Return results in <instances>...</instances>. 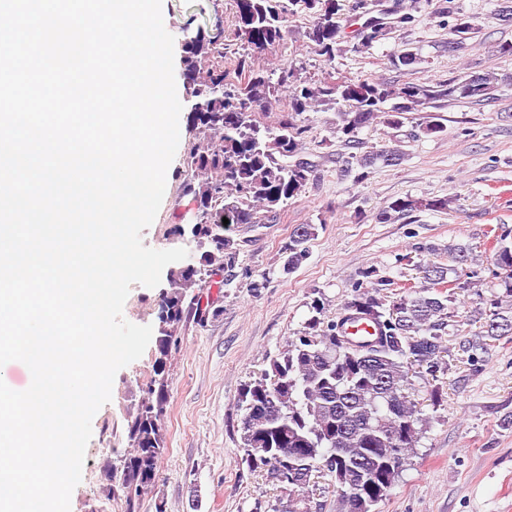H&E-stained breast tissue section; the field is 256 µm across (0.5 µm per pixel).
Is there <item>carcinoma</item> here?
Listing matches in <instances>:
<instances>
[{"instance_id": "obj_1", "label": "carcinoma", "mask_w": 512, "mask_h": 512, "mask_svg": "<svg viewBox=\"0 0 512 512\" xmlns=\"http://www.w3.org/2000/svg\"><path fill=\"white\" fill-rule=\"evenodd\" d=\"M236 35L243 53L234 73L224 66L200 67L198 57L213 54L221 35L203 32L185 36L183 64L190 74L189 119L203 134V143L187 154L185 163L192 178L185 193L192 196L195 223L177 228L179 236L190 234L197 244L192 261L170 271L169 290L160 299V336L156 338L153 370L147 397L135 415L127 420L131 452L112 469L113 495L120 490L126 512H134L135 500L158 476L157 463L164 453L161 420L167 401L165 359L178 341L183 313L204 322L226 285L224 270L232 267L239 251L236 233L245 225L261 224L280 213L297 197L308 180L310 164L296 158L307 128L288 118L275 125L254 119L257 107L280 94L290 100L291 111L300 114L307 105L336 103V128L348 138L382 117L389 125L399 124L405 112H421L441 97L485 99L497 88L500 78L493 72L463 75L448 80L444 89L433 90L415 84L401 86L350 79L338 71L308 85L289 84L290 74L277 81L254 66V58L275 48L284 39L285 22L299 13L314 21L307 32L324 59L332 63L344 51L345 39L340 0H234ZM453 18L448 51L457 52L473 38L474 25L465 15L448 11ZM381 23L371 20L355 34L353 51L361 52L383 35ZM403 103L391 111L383 109L390 99ZM440 211L448 199L425 202L412 197L390 202L379 219L406 215L419 209ZM228 224H223V219ZM315 224L294 227L286 247L288 269L307 256V243L317 236ZM501 234L493 245V264L504 271L502 297L512 299V244ZM454 266L438 263L417 266L422 286L388 298L390 281L365 272L370 285L347 302L345 311L363 305L360 319L378 326L376 336L362 345L363 352L340 345L343 326L337 321L323 323L322 308L315 312L303 335L288 342V348L270 360V369L244 385L241 439L246 461L252 467L265 466L274 479L288 473L283 482L288 493L305 488L304 476L326 470L334 481L344 476H367L383 472L389 486L399 473L388 471L389 454L404 459L414 453L425 419L408 399L410 368L418 365L433 376L443 364L447 348L442 345L456 290L448 272L470 264L472 249L448 246ZM483 329L486 336L512 339V315L492 303ZM287 448H304L305 454L289 456Z\"/></svg>"}]
</instances>
